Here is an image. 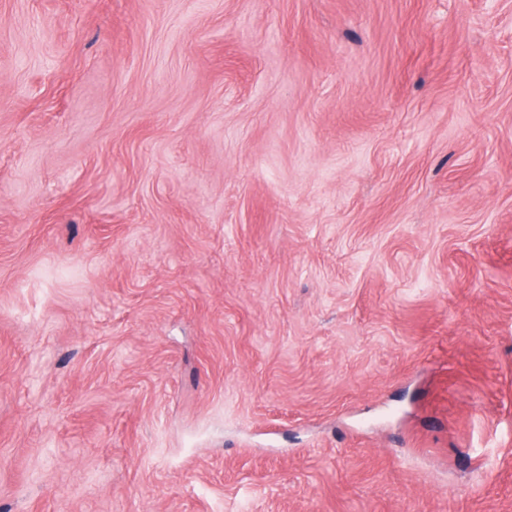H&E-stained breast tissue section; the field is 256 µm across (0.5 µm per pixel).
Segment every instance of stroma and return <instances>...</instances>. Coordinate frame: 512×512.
<instances>
[{"mask_svg":"<svg viewBox=\"0 0 512 512\" xmlns=\"http://www.w3.org/2000/svg\"><path fill=\"white\" fill-rule=\"evenodd\" d=\"M0 512H512V0H0Z\"/></svg>","mask_w":512,"mask_h":512,"instance_id":"obj_1","label":"stroma"}]
</instances>
